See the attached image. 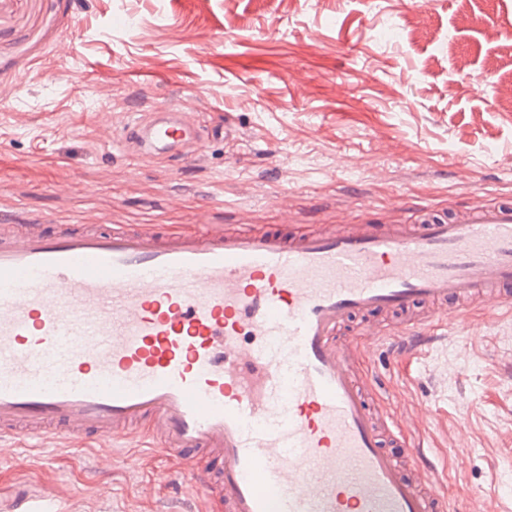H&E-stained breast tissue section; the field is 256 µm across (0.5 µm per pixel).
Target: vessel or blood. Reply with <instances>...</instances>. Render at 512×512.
<instances>
[{
	"instance_id": "b4317fda",
	"label": "vessel or blood",
	"mask_w": 512,
	"mask_h": 512,
	"mask_svg": "<svg viewBox=\"0 0 512 512\" xmlns=\"http://www.w3.org/2000/svg\"><path fill=\"white\" fill-rule=\"evenodd\" d=\"M123 143L169 169L206 142L169 104ZM335 232L210 224L0 225V438L154 439L224 512H452L435 466L354 373L356 315L420 355L435 319L512 313V200ZM42 488L0 503L39 512Z\"/></svg>"
}]
</instances>
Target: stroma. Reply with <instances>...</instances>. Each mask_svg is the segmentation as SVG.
<instances>
[{
  "label": "stroma",
  "instance_id": "obj_1",
  "mask_svg": "<svg viewBox=\"0 0 512 512\" xmlns=\"http://www.w3.org/2000/svg\"><path fill=\"white\" fill-rule=\"evenodd\" d=\"M509 41L512 0H0V219L303 231L444 215L468 187L512 198ZM160 102L236 138L177 173L118 147ZM356 343L452 507L512 512V317L476 305L418 361ZM173 466L4 441L0 499L43 485L59 512H224Z\"/></svg>",
  "mask_w": 512,
  "mask_h": 512
}]
</instances>
